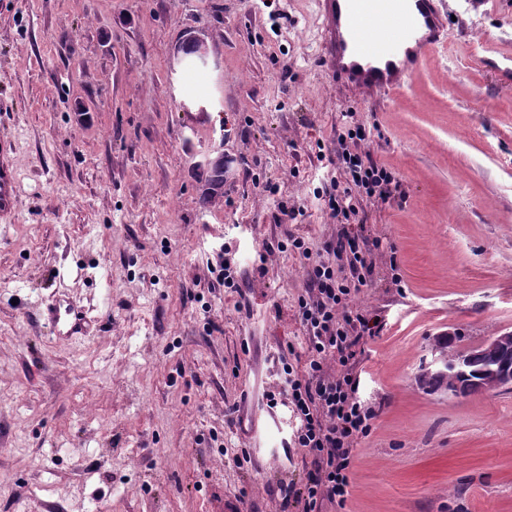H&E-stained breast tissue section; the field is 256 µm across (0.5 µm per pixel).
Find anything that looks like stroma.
I'll return each mask as SVG.
<instances>
[{"mask_svg":"<svg viewBox=\"0 0 512 512\" xmlns=\"http://www.w3.org/2000/svg\"><path fill=\"white\" fill-rule=\"evenodd\" d=\"M442 7L447 43L365 101L323 67L315 0H0V138L19 142L0 221V512H278L311 462L267 405L279 356L306 352V279L266 248L335 236L318 148L346 112L401 185L366 225L405 285L382 255L356 298L386 321L361 357L379 414L326 512H512V392L418 381L436 337L512 332V0ZM190 31L205 59L185 54ZM219 142L230 164L205 209ZM282 201L304 217L276 223ZM224 242L236 291L210 287ZM61 296L85 335L39 317Z\"/></svg>","mask_w":512,"mask_h":512,"instance_id":"stroma-1","label":"stroma"}]
</instances>
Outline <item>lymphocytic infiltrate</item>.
<instances>
[{"mask_svg": "<svg viewBox=\"0 0 512 512\" xmlns=\"http://www.w3.org/2000/svg\"><path fill=\"white\" fill-rule=\"evenodd\" d=\"M369 128L346 113L336 128L337 177L324 190L325 206L339 229L333 240L312 249L304 238L278 244L279 252L294 251L304 260L307 289L297 298V315L307 336L303 376L284 364L282 398L300 421L290 445L311 456L301 485L280 486V508L322 512L324 503L344 504L350 495L354 445L368 436L377 416L360 395V358L364 341L379 335L385 323L357 307L355 298L368 285L379 238L358 232L367 204L384 202L400 188L392 171L370 159L363 145Z\"/></svg>", "mask_w": 512, "mask_h": 512, "instance_id": "1", "label": "lymphocytic infiltrate"}]
</instances>
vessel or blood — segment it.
Segmentation results:
<instances>
[{
    "mask_svg": "<svg viewBox=\"0 0 512 512\" xmlns=\"http://www.w3.org/2000/svg\"><path fill=\"white\" fill-rule=\"evenodd\" d=\"M322 19V49L332 82L368 98L396 89L426 56L449 38L440 0H316ZM16 174L0 164V212L16 203ZM72 307L54 305L47 314L59 335L77 333Z\"/></svg>",
    "mask_w": 512,
    "mask_h": 512,
    "instance_id": "b4317fda",
    "label": "vessel or blood"
}]
</instances>
